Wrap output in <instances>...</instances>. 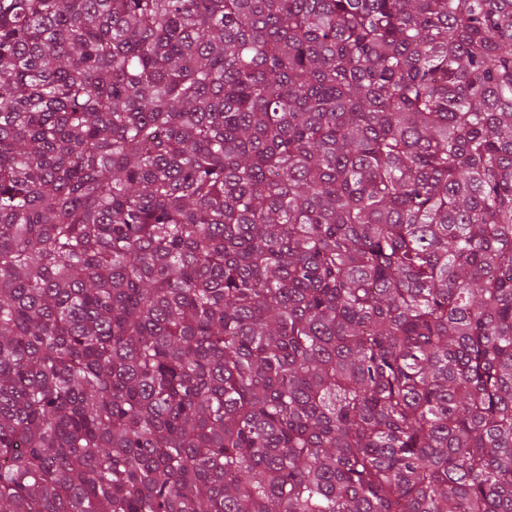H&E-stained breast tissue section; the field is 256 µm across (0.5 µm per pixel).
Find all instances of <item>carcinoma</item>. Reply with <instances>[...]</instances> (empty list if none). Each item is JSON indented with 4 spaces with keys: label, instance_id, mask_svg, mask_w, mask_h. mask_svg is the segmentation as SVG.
I'll return each mask as SVG.
<instances>
[{
    "label": "carcinoma",
    "instance_id": "1",
    "mask_svg": "<svg viewBox=\"0 0 512 512\" xmlns=\"http://www.w3.org/2000/svg\"><path fill=\"white\" fill-rule=\"evenodd\" d=\"M0 512H512V0H0Z\"/></svg>",
    "mask_w": 512,
    "mask_h": 512
}]
</instances>
